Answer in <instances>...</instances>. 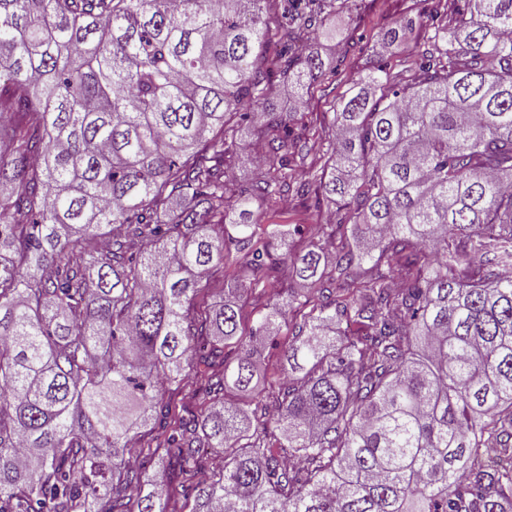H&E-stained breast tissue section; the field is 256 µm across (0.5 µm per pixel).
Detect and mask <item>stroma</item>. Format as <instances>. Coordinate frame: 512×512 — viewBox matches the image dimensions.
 I'll return each instance as SVG.
<instances>
[{"mask_svg":"<svg viewBox=\"0 0 512 512\" xmlns=\"http://www.w3.org/2000/svg\"><path fill=\"white\" fill-rule=\"evenodd\" d=\"M426 8L425 0H345L337 6L332 24L340 30L341 41L336 44L322 38L311 42V49L321 53L325 67L308 104L298 110L296 126L306 127L316 142H330L333 131L328 113L335 99L341 98L361 75L382 65L391 74L413 78V61L422 43L419 21ZM404 18L413 19L412 29L406 30L399 41L385 43L386 30ZM327 210V203L289 194L276 209L261 213L257 222L300 225L301 231L294 237L299 245L313 236L318 224L324 223Z\"/></svg>","mask_w":512,"mask_h":512,"instance_id":"obj_1","label":"stroma"}]
</instances>
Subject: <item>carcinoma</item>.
I'll use <instances>...</instances> for the list:
<instances>
[{"label": "carcinoma", "mask_w": 512, "mask_h": 512, "mask_svg": "<svg viewBox=\"0 0 512 512\" xmlns=\"http://www.w3.org/2000/svg\"><path fill=\"white\" fill-rule=\"evenodd\" d=\"M336 2L0 0V512H512V0L432 5L416 81L362 76L298 183L265 102ZM311 190L319 237L255 241ZM286 322L274 440L225 389ZM326 201L320 204L315 203L314 198H301L293 193L286 195L280 202L279 206L271 211L263 212L257 217L256 236H262L266 224H307L296 234L294 242L297 246L313 236L315 224H325V218L328 213Z\"/></svg>", "instance_id": "1"}]
</instances>
